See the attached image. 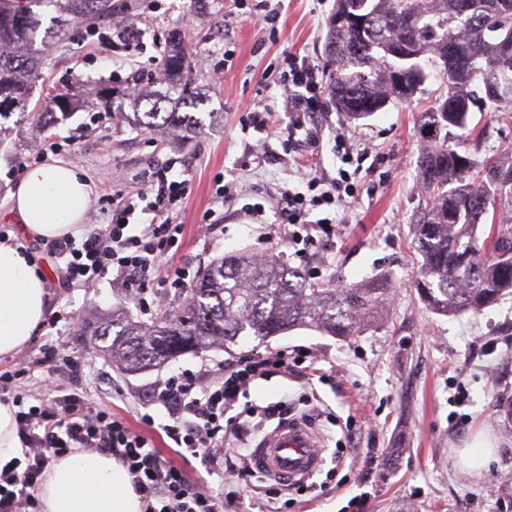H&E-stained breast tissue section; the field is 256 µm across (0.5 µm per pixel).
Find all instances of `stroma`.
Listing matches in <instances>:
<instances>
[{
    "label": "stroma",
    "mask_w": 512,
    "mask_h": 512,
    "mask_svg": "<svg viewBox=\"0 0 512 512\" xmlns=\"http://www.w3.org/2000/svg\"><path fill=\"white\" fill-rule=\"evenodd\" d=\"M335 4L268 0L277 13L270 32L254 26L238 0H116L113 16L98 28L73 25L39 68L27 111L0 122V225L24 243L44 273L50 311L79 313L85 326L106 320L120 305L147 322L150 309L168 310L182 301V293L165 291L145 309L127 301L123 288L108 277L89 288L59 287L43 240L26 237L10 212L18 185L13 167L50 140L61 145L59 159L80 166L92 186L88 226L111 223L114 207L154 171L169 166L187 179L190 192L177 215L185 232L176 264L199 270L243 251L275 252L315 282L336 288L387 284L390 296L381 317L347 338L299 327L263 343L242 341L230 354L188 353L137 374L123 373L99 355L85 361L78 393L137 429L158 378L188 368L209 379L231 359L283 347L312 354V365L256 382L247 395L262 406L288 401L292 417L307 420L320 439L323 463L302 487L243 479L205 468L194 457L183 462L191 481L224 497L228 512H512V294L478 313L444 316L432 311L414 286L421 262L413 248L414 222L425 198L418 125L421 113L442 94V77L430 73L412 101L389 99L359 120L337 112L329 94L321 93L323 137L292 153L286 168L257 167L258 142L241 132L246 109L278 101L275 79L284 55L308 58L322 80H329L325 44ZM120 26L140 33L141 44L130 51L115 44ZM172 38L193 50L187 74L200 101L192 111L200 124L196 133L139 129L128 119L133 108L127 103L122 116L105 112L98 88L120 94L135 79L145 92L167 90L159 60ZM80 83L86 89L83 105L42 131L32 114L45 110L47 94ZM339 129L349 131L368 155L354 180V197L336 214L334 236L299 257L288 246L287 225L278 223L270 205L284 188L302 187L310 169L335 173L333 136ZM458 135L480 141L481 154L512 157V118L501 110H472ZM219 176L234 183L237 198L225 202L222 228L209 231L200 220L214 204ZM254 202L268 207L264 223H249L239 213L243 204ZM47 344L80 352L86 339L64 321L42 325L12 356L0 359V373L23 365L29 387L42 386L53 374L36 361ZM478 433L496 440L497 454L481 468H461L458 451Z\"/></svg>",
    "instance_id": "35a3bbf8"
}]
</instances>
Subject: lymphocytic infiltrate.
Instances as JSON below:
<instances>
[{
    "label": "lymphocytic infiltrate",
    "mask_w": 512,
    "mask_h": 512,
    "mask_svg": "<svg viewBox=\"0 0 512 512\" xmlns=\"http://www.w3.org/2000/svg\"><path fill=\"white\" fill-rule=\"evenodd\" d=\"M277 84L282 90L281 108L288 114V144L317 139L312 114L321 85L314 66L303 58L286 57ZM334 142L340 162L335 175L310 173L305 190H285L277 205L280 223L290 226L288 245L299 256L313 244L315 229L333 227L331 218L315 217V210L345 204L352 193L349 169L364 160L343 135H336ZM188 192V180L157 173L141 192L125 199L111 223L95 225L78 239L68 235L55 240L49 255L62 281L92 286L112 272L126 296L142 305L158 290H186L191 284L189 269L173 265L172 260L182 248L184 232L174 214ZM77 367V358L68 357L66 372L56 373L32 398L21 384L28 375L26 368L0 374V394L13 395L23 444L21 457L0 468V512H41L37 491L46 469L76 451L117 459L140 495L143 512H225L222 497L189 482L180 466L155 450V428H162L176 447L212 469L225 465L226 434L243 435V417L271 419L288 412L284 401L262 408L250 405L239 415L234 412L251 384L287 372L284 349L224 365L208 383L188 369L161 379L149 393L147 404L163 409L166 421L156 425L148 412L142 414L138 430L125 417L74 391L72 373Z\"/></svg>",
    "instance_id": "1"
}]
</instances>
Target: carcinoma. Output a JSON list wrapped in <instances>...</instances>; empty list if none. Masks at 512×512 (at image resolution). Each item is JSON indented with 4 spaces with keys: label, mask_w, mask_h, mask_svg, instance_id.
<instances>
[{
    "label": "carcinoma",
    "mask_w": 512,
    "mask_h": 512,
    "mask_svg": "<svg viewBox=\"0 0 512 512\" xmlns=\"http://www.w3.org/2000/svg\"><path fill=\"white\" fill-rule=\"evenodd\" d=\"M466 1L476 8L463 21L459 10ZM42 7L56 12L46 28ZM348 9L372 15L365 28L331 24L328 29L326 53L335 66L330 100L352 119L379 111L389 95L412 100L426 79V63L448 80L444 102L479 96L498 46L512 47V0H336V11ZM111 13L112 0H0V117L27 110L30 72L57 47L72 20L93 23ZM405 32L418 45L414 57L397 52ZM189 50L178 39L164 59L175 78L168 94L137 96V103H146L139 119L143 128L194 123L188 114L164 111L173 94L185 104L196 100L189 96L191 82L182 80ZM52 103L65 115L78 107L67 90L55 93ZM468 116L437 106L420 119L426 145L419 170L428 202L415 220L422 257L415 284L423 301L447 316L478 313L512 292V231L505 234L490 224L493 231L482 247L478 236L489 199L512 192V162L479 160L454 141L452 129L465 126ZM484 250L491 255L483 259ZM387 295L388 289L373 285L312 284L279 254L262 259L240 254L204 267L167 317L135 322L120 308L91 332L90 344L123 371L138 373L176 358L171 346L179 336L194 340L192 352L215 345L229 352L242 336L265 342L299 326L353 336L377 319Z\"/></svg>",
    "instance_id": "obj_1"
}]
</instances>
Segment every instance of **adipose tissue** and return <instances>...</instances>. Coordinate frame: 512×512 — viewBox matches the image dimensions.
I'll list each match as a JSON object with an SVG mask.
<instances>
[{"label":"adipose tissue","instance_id":"adipose-tissue-1","mask_svg":"<svg viewBox=\"0 0 512 512\" xmlns=\"http://www.w3.org/2000/svg\"><path fill=\"white\" fill-rule=\"evenodd\" d=\"M92 188L76 165L54 160L30 168L12 193L11 212L26 235L51 240L82 231ZM47 291L23 244L0 240V358L16 352L43 324ZM44 512H141L123 466L112 456L77 452L47 473Z\"/></svg>","mask_w":512,"mask_h":512}]
</instances>
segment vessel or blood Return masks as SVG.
<instances>
[{
  "label": "vessel or blood",
  "mask_w": 512,
  "mask_h": 512,
  "mask_svg": "<svg viewBox=\"0 0 512 512\" xmlns=\"http://www.w3.org/2000/svg\"><path fill=\"white\" fill-rule=\"evenodd\" d=\"M254 468L281 484L308 478L322 463L315 434L300 419L288 418L265 432L250 451Z\"/></svg>",
  "instance_id": "1"
}]
</instances>
